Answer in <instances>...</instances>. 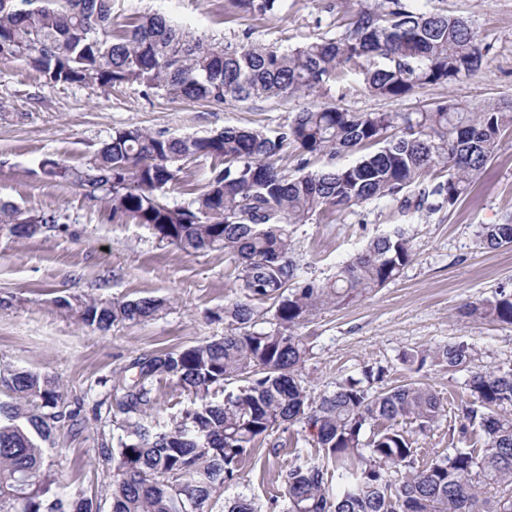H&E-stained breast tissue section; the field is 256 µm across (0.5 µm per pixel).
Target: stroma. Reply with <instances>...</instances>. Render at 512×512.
<instances>
[{"label":"stroma","mask_w":512,"mask_h":512,"mask_svg":"<svg viewBox=\"0 0 512 512\" xmlns=\"http://www.w3.org/2000/svg\"><path fill=\"white\" fill-rule=\"evenodd\" d=\"M374 0H282L273 16L238 12L230 0H115L122 23L150 9L164 13L192 34L293 48L340 33L344 16ZM414 8L474 20L488 48L483 68L450 84L414 89L398 100L370 93L361 79L330 84L285 101L230 100L212 108L145 96L142 87L109 90L44 86L19 63L0 64V202L33 211L57 210L68 225L18 240L0 228V367H20L57 378L69 398L85 401V428L78 436L57 432L47 454L63 492L95 496L111 512L112 470L99 460L102 441L118 436L123 416L95 420L92 407L136 357L181 349L222 337L217 315L238 293L223 252L187 254L159 242L144 225L112 219L74 186L44 180L47 156L77 165L109 140L113 129L140 126L166 136H206L228 126L275 131L297 112L333 103L351 112H418L458 105L477 112L490 104L512 105V0H409ZM512 216V129L502 133L493 159L470 179L467 194L450 208L401 212L396 201L363 203L324 212L292 227L295 257L307 278L327 280L337 266L379 233L398 227L410 241L412 260L400 277L345 307H324L308 316L298 333L310 348L303 376L311 397L333 392L365 365L389 369L386 385L418 378L430 384L456 416L465 397L464 376L427 365L411 375L399 353L466 341L487 366L512 367V325L471 322L459 315L466 303L512 293V246L480 248L484 224ZM94 297L125 301L163 298L170 307L154 320L118 322L106 332L83 327L57 306L60 299ZM278 448L257 444L242 462L240 477L220 497L251 498L258 512L283 496L280 473L296 456L314 452L308 432L294 425L276 434Z\"/></svg>","instance_id":"obj_1"}]
</instances>
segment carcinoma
Wrapping results in <instances>:
<instances>
[{"label": "carcinoma", "instance_id": "cac0c4a2", "mask_svg": "<svg viewBox=\"0 0 512 512\" xmlns=\"http://www.w3.org/2000/svg\"><path fill=\"white\" fill-rule=\"evenodd\" d=\"M242 13L266 16L281 0H231ZM114 0H0V63L22 62L44 85L116 88L138 85L169 100L221 107L229 99H286L329 82L363 77L366 89L389 99L414 88L450 84L481 70L486 55L474 25L462 17L412 10L381 0L349 17L336 38L294 49L206 41L165 14L137 13L116 29ZM512 112L440 105L428 112L306 109L272 134L226 127L207 136L166 137L130 126L80 166L45 158L42 176L71 184L105 205L112 219L147 226L160 242L187 253L224 251L234 263L240 297L215 319L223 337L134 359L112 385L124 415L116 445L101 444L112 465V512H209L224 484L260 441L286 424L304 425L318 448L297 456L282 474V512H512V368L485 369L464 341L404 353V365L426 361L465 371L466 399L448 424L442 457L416 464L413 434L446 416L443 398L427 383L383 387L388 368L369 365L316 399L304 385L308 348L297 327L324 306H345L399 277L412 257L404 231L372 238L336 276L303 279L291 246L293 224L325 211L389 197L403 211L455 205L470 177L492 159ZM296 151L292 176L276 157ZM362 154L337 163L346 152ZM211 159L201 191L170 204L167 191L190 162ZM436 167L446 178L429 186ZM54 211L0 204V224L17 238L65 231ZM480 245H512V223L484 224ZM271 313L257 331V305ZM80 324L105 332L116 322L153 320L167 301L58 300ZM473 320L512 324V293L465 306ZM169 378L191 404L152 426L154 381ZM239 382L221 401L216 392ZM0 512H99L82 492L60 494L45 443L79 425L83 400L69 399L59 380L23 368L0 373ZM413 429L400 427L402 422ZM336 472L329 485L328 470Z\"/></svg>", "mask_w": 512, "mask_h": 512}]
</instances>
